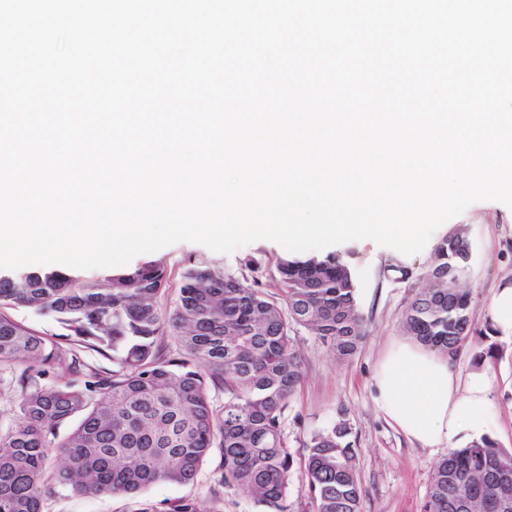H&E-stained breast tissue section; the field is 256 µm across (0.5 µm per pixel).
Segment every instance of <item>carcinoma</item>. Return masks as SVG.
<instances>
[{"label": "carcinoma", "mask_w": 512, "mask_h": 512, "mask_svg": "<svg viewBox=\"0 0 512 512\" xmlns=\"http://www.w3.org/2000/svg\"><path fill=\"white\" fill-rule=\"evenodd\" d=\"M470 257L462 234L443 238L428 288L403 315L410 336L452 358L474 333L472 294L462 287ZM277 272L278 297L189 267L171 309L158 262L97 281L55 267L0 275V369L24 366L11 422L0 429V512H44L45 496L60 490L191 484L215 455L218 488L287 512L294 457L283 424L303 377L295 336L307 329L345 359L365 333L356 285L337 257L283 258ZM19 305L62 332H36L3 312ZM165 336L174 348L162 347ZM348 436L338 423L304 445L312 512H362ZM504 500L512 503V452L484 437L434 463L424 512H496Z\"/></svg>", "instance_id": "cac0c4a2"}]
</instances>
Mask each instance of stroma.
I'll return each instance as SVG.
<instances>
[{
  "instance_id": "obj_1",
  "label": "stroma",
  "mask_w": 512,
  "mask_h": 512,
  "mask_svg": "<svg viewBox=\"0 0 512 512\" xmlns=\"http://www.w3.org/2000/svg\"><path fill=\"white\" fill-rule=\"evenodd\" d=\"M461 232L471 248L466 285L472 292L471 319L477 330L455 360L460 376L487 369L494 381L493 402L487 416L488 436L512 451V343L488 335L487 308L496 288L512 282V208L498 201H477L448 220L430 236L418 254L401 259L398 251L371 240L327 247L339 257L356 283L357 308L364 318L365 338L357 354L337 359L321 340L300 330L296 348L302 359L303 381L290 400L284 423L294 467L288 487V512H310V496L303 462L304 443L318 431L346 423L356 453L363 492V512H423L438 453L409 442L379 411L375 397L376 365L388 342L404 336L403 313L416 292L427 285L426 272L438 241ZM280 244L259 240L231 253L204 245L179 242L136 256V263L158 261L169 274L168 302H175L183 272L201 266L232 273L276 293L279 259L287 257ZM493 349L492 358L475 363L477 353ZM215 475L205 466L195 483H159L142 494L155 504L192 498L205 512H262L243 492L213 496ZM132 501L122 495H77L62 492L49 497L45 512H131Z\"/></svg>"
}]
</instances>
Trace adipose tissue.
Wrapping results in <instances>:
<instances>
[{"label":"adipose tissue","instance_id":"adipose-tissue-1","mask_svg":"<svg viewBox=\"0 0 512 512\" xmlns=\"http://www.w3.org/2000/svg\"><path fill=\"white\" fill-rule=\"evenodd\" d=\"M376 403L407 438L432 451L481 436L492 403L488 371L460 376L452 359L409 338L392 340L376 373Z\"/></svg>","mask_w":512,"mask_h":512}]
</instances>
